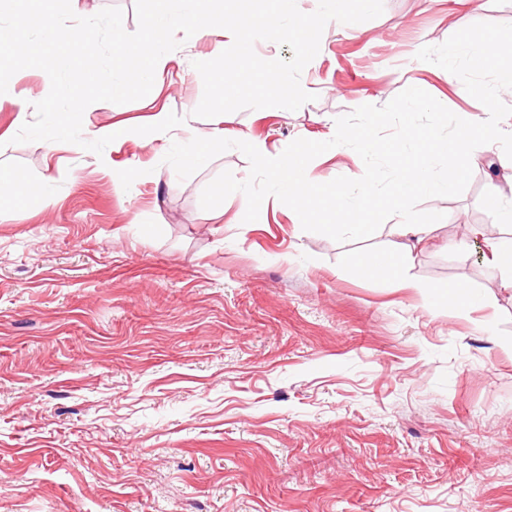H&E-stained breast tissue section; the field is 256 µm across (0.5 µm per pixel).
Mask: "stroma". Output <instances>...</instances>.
<instances>
[{
    "label": "stroma",
    "mask_w": 512,
    "mask_h": 512,
    "mask_svg": "<svg viewBox=\"0 0 512 512\" xmlns=\"http://www.w3.org/2000/svg\"><path fill=\"white\" fill-rule=\"evenodd\" d=\"M476 22L512 23V0H384L381 16L327 29L290 111L194 116L195 62L231 40L192 36L143 99L97 102L83 137L122 134L103 154L13 143L20 105L48 93L37 69L0 95V168L40 187L0 205V512H512V288L484 256L501 151L471 155L472 179L408 258L403 283L353 264L394 238L338 243L304 231L267 197L244 222L242 193L203 210L222 171L246 179L238 149L178 179L163 158L189 128L217 125L272 152L322 140L338 116L421 88L461 118L486 108L460 79L417 60ZM167 133L134 134L158 111ZM357 178L351 148L309 165ZM459 282L480 304L427 297Z\"/></svg>",
    "instance_id": "obj_1"
}]
</instances>
